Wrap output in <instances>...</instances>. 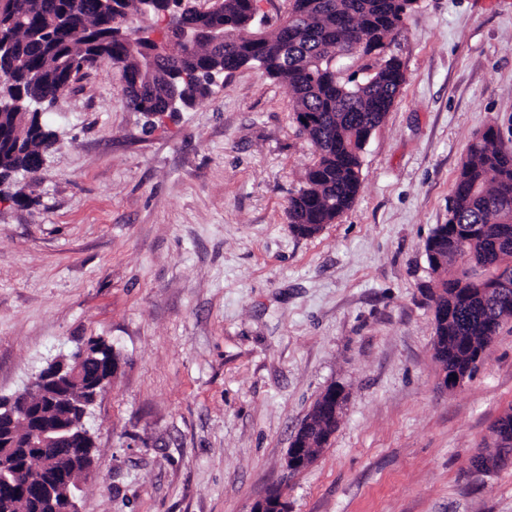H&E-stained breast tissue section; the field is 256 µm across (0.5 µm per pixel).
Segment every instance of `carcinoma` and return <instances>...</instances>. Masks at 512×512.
Segmentation results:
<instances>
[{
    "mask_svg": "<svg viewBox=\"0 0 512 512\" xmlns=\"http://www.w3.org/2000/svg\"><path fill=\"white\" fill-rule=\"evenodd\" d=\"M409 0H288L286 16L302 23L251 22L248 0H185L169 22L166 39H149L166 16V0L145 11L144 0H0V182L3 199L18 208L33 202L34 159L47 155L55 130L43 116L83 70L110 64L126 85L128 106L161 119L210 97L212 75L243 67L288 85L293 120L314 114L308 136L313 160L303 185L288 200L291 224H332L353 204L361 186L362 153L369 129L390 111L405 83L402 64L390 50L401 32ZM141 38L125 37L131 24ZM190 26L195 38L184 37ZM150 84L136 93V82ZM30 176L22 184L17 175ZM429 239L444 251L432 266L437 308L434 335L444 369L473 376L485 337L512 320V290L505 297L481 294V285L512 282V152L490 125L469 146L448 204V223ZM112 362L102 342L86 361L94 380ZM0 512H52L0 496Z\"/></svg>",
    "mask_w": 512,
    "mask_h": 512,
    "instance_id": "1",
    "label": "carcinoma"
}]
</instances>
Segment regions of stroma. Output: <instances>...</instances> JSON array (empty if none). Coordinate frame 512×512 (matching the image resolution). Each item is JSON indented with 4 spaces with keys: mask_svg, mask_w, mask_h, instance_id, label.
Returning a JSON list of instances; mask_svg holds the SVG:
<instances>
[{
    "mask_svg": "<svg viewBox=\"0 0 512 512\" xmlns=\"http://www.w3.org/2000/svg\"><path fill=\"white\" fill-rule=\"evenodd\" d=\"M406 82L352 207L312 237L289 197L312 159L288 86L242 68L145 132L117 70L72 82L35 205H0V395L92 336L122 367L86 419L79 512H512V468L471 458L512 406V321L474 376L439 382L425 242L473 137L512 150V0H418ZM348 394L307 469L286 455L332 383Z\"/></svg>",
    "mask_w": 512,
    "mask_h": 512,
    "instance_id": "stroma-1",
    "label": "stroma"
}]
</instances>
